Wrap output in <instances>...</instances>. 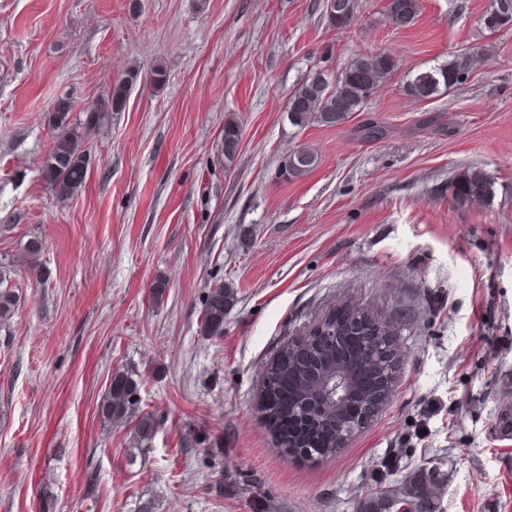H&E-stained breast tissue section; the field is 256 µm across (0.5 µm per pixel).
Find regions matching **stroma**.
<instances>
[{
  "mask_svg": "<svg viewBox=\"0 0 512 512\" xmlns=\"http://www.w3.org/2000/svg\"><path fill=\"white\" fill-rule=\"evenodd\" d=\"M491 2L419 0L397 27L385 0H357L338 29L325 0H0V266L21 296L0 321V512H358L377 482L432 466L439 512H512V29L484 27ZM379 53L398 68L348 123L290 124L316 64ZM458 54L463 81L408 95L410 70ZM129 72L58 201L42 173L57 99L102 100ZM302 147L318 167L283 181ZM469 168L488 199H453ZM33 241L37 275L17 263ZM220 280L234 299L205 337ZM346 304L392 322V395L334 456L283 458L265 369ZM127 368L160 421L140 452L98 413ZM196 430L217 453L187 446ZM240 133L236 123L229 121L224 125L223 151L225 164H232L240 147ZM232 299V289L225 288L221 281L210 288L202 312L201 328L204 336H223L224 312Z\"/></svg>",
  "mask_w": 512,
  "mask_h": 512,
  "instance_id": "obj_1",
  "label": "stroma"
}]
</instances>
